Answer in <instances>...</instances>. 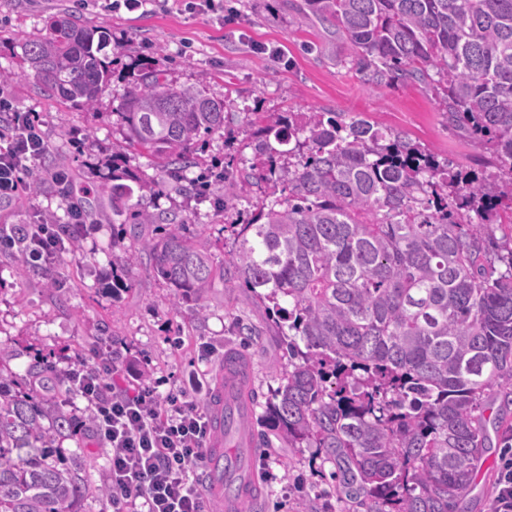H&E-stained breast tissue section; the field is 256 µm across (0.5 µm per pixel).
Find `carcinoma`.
I'll use <instances>...</instances> for the list:
<instances>
[{
  "label": "carcinoma",
  "instance_id": "cac0c4a2",
  "mask_svg": "<svg viewBox=\"0 0 512 512\" xmlns=\"http://www.w3.org/2000/svg\"><path fill=\"white\" fill-rule=\"evenodd\" d=\"M342 35L350 64L373 86L439 84L448 122L492 154L501 175L453 169L364 118L252 112L251 173L212 172L241 195L274 197L233 225L238 277L283 329L288 370L266 407L287 448H318L336 465L338 497L362 512H464L487 441L495 387L512 405V248L488 258L484 237L512 224V0H304ZM25 44L40 89L92 106L110 71L109 33L69 13ZM228 102L139 74L116 112L132 147L158 160L172 189L194 185L191 149L224 127ZM62 168L27 178L37 192ZM137 178L83 191L86 212L112 194V221L182 224L134 201ZM286 192L284 200L275 198ZM129 259H149L205 317L215 270L207 244L176 232L133 235ZM0 344V512H71L86 487L46 461L48 443L89 428L12 389Z\"/></svg>",
  "mask_w": 512,
  "mask_h": 512
}]
</instances>
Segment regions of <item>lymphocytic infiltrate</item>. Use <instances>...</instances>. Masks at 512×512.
Returning <instances> with one entry per match:
<instances>
[{"instance_id": "obj_1", "label": "lymphocytic infiltrate", "mask_w": 512, "mask_h": 512, "mask_svg": "<svg viewBox=\"0 0 512 512\" xmlns=\"http://www.w3.org/2000/svg\"><path fill=\"white\" fill-rule=\"evenodd\" d=\"M13 121L14 131L0 134V201L17 195L27 160L50 149L25 113H14ZM69 252L56 225H35L26 248L33 265L53 270ZM66 377L94 409L95 440L112 450V512H206L198 476L208 418L187 391L162 396L145 383L127 385L105 354L97 365L67 367Z\"/></svg>"}]
</instances>
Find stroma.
I'll list each match as a JSON object with an SVG mask.
<instances>
[{"label": "stroma", "mask_w": 512, "mask_h": 512, "mask_svg": "<svg viewBox=\"0 0 512 512\" xmlns=\"http://www.w3.org/2000/svg\"><path fill=\"white\" fill-rule=\"evenodd\" d=\"M303 0H225L239 20L168 10L141 13L105 12L93 0H0V74L14 111L37 116L51 143V156L67 167L73 181L66 188L32 192L0 203V225L36 224L45 214L66 223L71 205L79 204L84 186L107 181L113 165L129 175L152 180L145 194L148 211L171 210L185 221L182 234L208 242L213 264L224 276L207 297L206 317L193 303L173 304V290L158 279L146 259L126 264L116 238H128L130 227L113 223L111 206L94 214V227L82 237L80 256L70 255L52 272L14 263L0 252V343L12 351L10 366L20 382L35 358L52 352L80 355L94 363L98 352L111 353L126 378L150 374L159 394L187 387L189 378L203 383L195 397L210 406L224 352L242 353L251 366L255 401L248 427L260 443L252 474L258 485L254 512H300L313 502L317 512H338L335 466L316 448H284L265 419V406L281 384L288 354L279 330L234 273V238L227 225L244 223L248 199L225 201L212 208L192 193L171 191L156 162L129 147L115 112L126 91L145 70L162 72L177 87H191L214 98L231 99L224 130L206 136L196 158L211 167L249 168L253 151L248 112H339L359 116L403 134L412 144L450 159L459 168L482 172L488 154L475 146L438 107L436 87L364 85L349 64L336 35L316 19L292 24L294 6ZM70 11L91 27L107 29L106 49L112 80L90 108L73 106L43 94L24 59L25 42L49 34L51 15ZM265 44L269 53L256 52ZM54 287H47V280ZM487 449L477 464V478L465 497L469 512H488L495 493L500 456L507 445L503 429L489 427ZM62 460L89 458L83 470L90 494L79 512H111L96 490L109 480L110 449L80 430L54 442Z\"/></svg>", "instance_id": "stroma-1"}]
</instances>
